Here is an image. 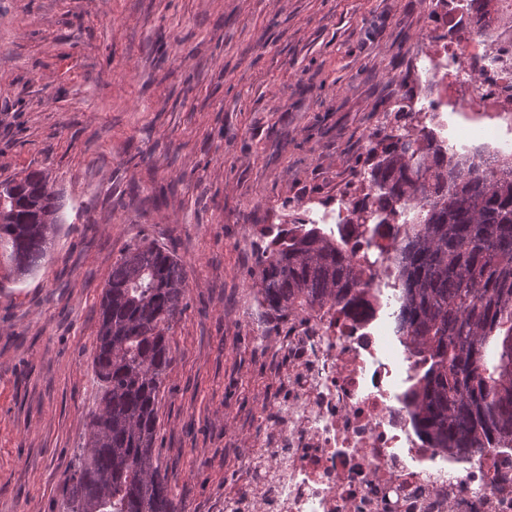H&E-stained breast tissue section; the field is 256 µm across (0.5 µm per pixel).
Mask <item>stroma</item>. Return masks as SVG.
<instances>
[{
    "instance_id": "obj_1",
    "label": "stroma",
    "mask_w": 512,
    "mask_h": 512,
    "mask_svg": "<svg viewBox=\"0 0 512 512\" xmlns=\"http://www.w3.org/2000/svg\"><path fill=\"white\" fill-rule=\"evenodd\" d=\"M429 0H0V181L44 170L63 222L32 274L0 244V512H67L100 398L105 281L149 238L186 272L158 405L184 512H224L275 419L288 326L256 303L265 228L363 188Z\"/></svg>"
}]
</instances>
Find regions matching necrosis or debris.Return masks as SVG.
I'll list each match as a JSON object with an SVG mask.
<instances>
[{"instance_id":"obj_1","label":"necrosis or debris","mask_w":512,"mask_h":512,"mask_svg":"<svg viewBox=\"0 0 512 512\" xmlns=\"http://www.w3.org/2000/svg\"><path fill=\"white\" fill-rule=\"evenodd\" d=\"M415 79L432 87L407 100L424 119L451 126L448 145L512 147V0L479 17L469 0H435ZM352 199L328 212L336 237L365 269V287L343 313L327 307L294 323L280 351L281 418L244 464L252 483L225 512H512V453L459 459L434 447L403 400L418 370L397 334L390 271L398 225L369 245Z\"/></svg>"}]
</instances>
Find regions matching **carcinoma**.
<instances>
[{
  "label": "carcinoma",
  "instance_id": "1",
  "mask_svg": "<svg viewBox=\"0 0 512 512\" xmlns=\"http://www.w3.org/2000/svg\"><path fill=\"white\" fill-rule=\"evenodd\" d=\"M402 125L369 141V192L355 223L402 221L395 265L400 332L419 359L407 399L450 454L512 449V158L448 151L437 126ZM61 223L42 171L0 183V242L27 274ZM258 302L283 321L326 305L346 310L363 269L317 224L283 228L256 253ZM186 308L184 265L146 239L112 264L92 367L101 386L85 451L66 478L69 512H181L157 450L170 324Z\"/></svg>",
  "mask_w": 512,
  "mask_h": 512
}]
</instances>
